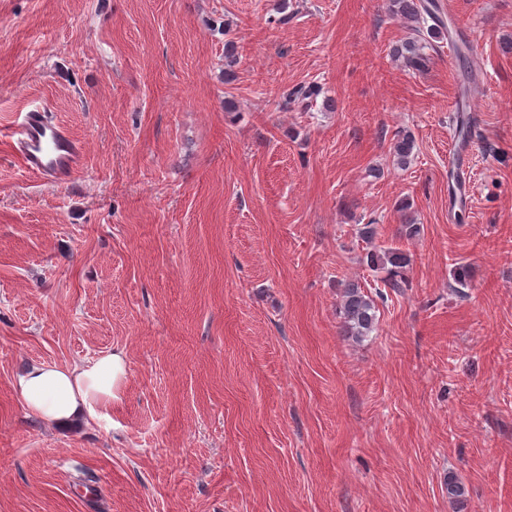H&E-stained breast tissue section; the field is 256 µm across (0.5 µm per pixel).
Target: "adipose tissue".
I'll use <instances>...</instances> for the list:
<instances>
[{
    "label": "adipose tissue",
    "mask_w": 512,
    "mask_h": 512,
    "mask_svg": "<svg viewBox=\"0 0 512 512\" xmlns=\"http://www.w3.org/2000/svg\"><path fill=\"white\" fill-rule=\"evenodd\" d=\"M126 373L125 357L111 352L84 367L34 363L14 379L24 407L42 421L60 424L98 417L111 408Z\"/></svg>",
    "instance_id": "obj_1"
}]
</instances>
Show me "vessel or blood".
Masks as SVG:
<instances>
[{
  "label": "vessel or blood",
  "instance_id": "vessel-or-blood-1",
  "mask_svg": "<svg viewBox=\"0 0 512 512\" xmlns=\"http://www.w3.org/2000/svg\"><path fill=\"white\" fill-rule=\"evenodd\" d=\"M13 151L28 173L63 183L81 169L85 161L80 141L47 112H26L19 124Z\"/></svg>",
  "mask_w": 512,
  "mask_h": 512
}]
</instances>
